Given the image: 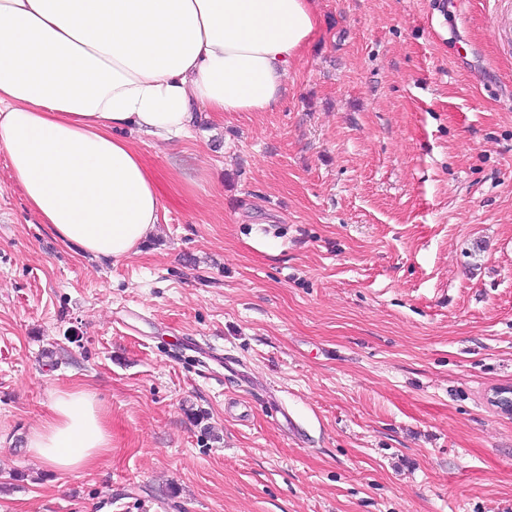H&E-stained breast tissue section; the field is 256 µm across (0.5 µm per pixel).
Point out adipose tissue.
I'll return each mask as SVG.
<instances>
[{"label": "adipose tissue", "instance_id": "adipose-tissue-1", "mask_svg": "<svg viewBox=\"0 0 512 512\" xmlns=\"http://www.w3.org/2000/svg\"><path fill=\"white\" fill-rule=\"evenodd\" d=\"M318 27L313 0H0V152L57 238L126 258L161 206L123 131L166 143L210 114L274 111ZM26 446L78 472L110 435L73 389Z\"/></svg>", "mask_w": 512, "mask_h": 512}]
</instances>
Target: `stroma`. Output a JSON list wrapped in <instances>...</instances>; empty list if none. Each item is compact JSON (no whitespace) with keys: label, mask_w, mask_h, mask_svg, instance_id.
Segmentation results:
<instances>
[{"label":"stroma","mask_w":512,"mask_h":512,"mask_svg":"<svg viewBox=\"0 0 512 512\" xmlns=\"http://www.w3.org/2000/svg\"><path fill=\"white\" fill-rule=\"evenodd\" d=\"M315 6L276 111L138 138L135 254L0 153V512H512V0ZM75 388L112 446L70 473L26 437Z\"/></svg>","instance_id":"35a3bbf8"}]
</instances>
